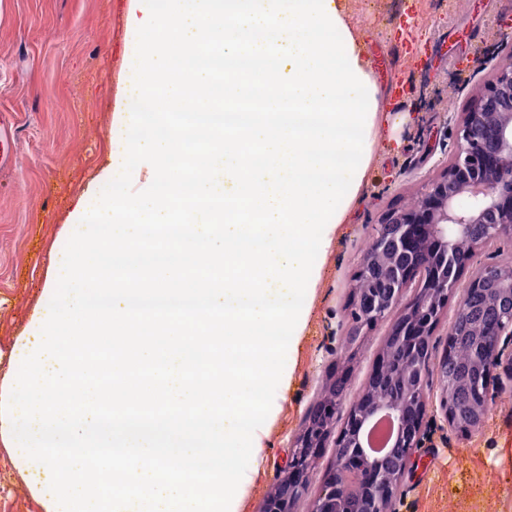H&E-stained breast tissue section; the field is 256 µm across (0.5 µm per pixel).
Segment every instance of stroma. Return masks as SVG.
Segmentation results:
<instances>
[{"label":"stroma","mask_w":512,"mask_h":512,"mask_svg":"<svg viewBox=\"0 0 512 512\" xmlns=\"http://www.w3.org/2000/svg\"><path fill=\"white\" fill-rule=\"evenodd\" d=\"M381 106L397 125L373 160L323 259L310 317L290 356L279 410L263 426L264 461L241 512H260L281 480L309 409L340 374L355 401L386 326L356 343L351 284L373 225L411 206L455 148L474 87L512 49V0H345ZM127 0H0V113L13 116L12 165L0 169V377L29 339L41 288L73 200L95 175L112 113L123 111ZM418 468L399 488V512H512V393L496 392L482 425L464 434L428 405ZM0 512H45L17 459L0 443Z\"/></svg>","instance_id":"obj_1"}]
</instances>
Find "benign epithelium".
<instances>
[{"mask_svg":"<svg viewBox=\"0 0 512 512\" xmlns=\"http://www.w3.org/2000/svg\"><path fill=\"white\" fill-rule=\"evenodd\" d=\"M455 137L454 153L426 182L417 203L389 212L374 225L352 285L356 320L349 341L365 328L385 324L388 340L416 356V370L403 376L392 370L386 343L359 400L343 408L331 384L291 444L284 476L262 512H293L312 477L316 453L329 445L334 463L310 512H396V492L422 447L429 401L439 399L444 421L466 433L482 424L490 391L512 389L509 273L496 276L498 288L490 297L494 334L471 352L477 374L460 380L448 372L456 324L488 275L484 268L467 274L471 252L460 250L459 241L466 239L474 248L512 237V51L501 56L493 78L474 91ZM416 279L418 287L409 298L407 288ZM454 296L457 306L441 351L435 332ZM341 412L343 425L333 438L332 425ZM379 418L394 423L392 447L402 449L394 467L370 456L362 442L366 428Z\"/></svg>","mask_w":512,"mask_h":512,"instance_id":"1","label":"benign epithelium"}]
</instances>
